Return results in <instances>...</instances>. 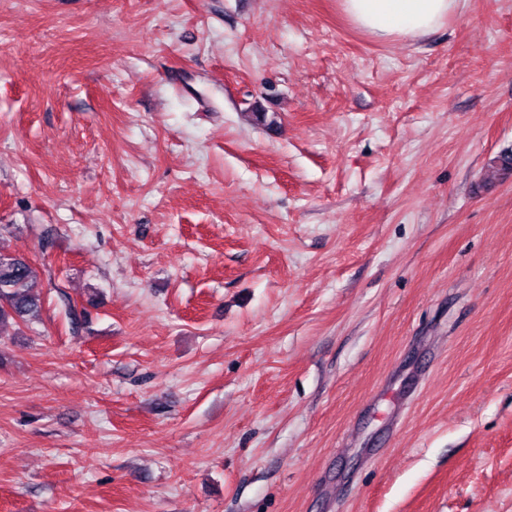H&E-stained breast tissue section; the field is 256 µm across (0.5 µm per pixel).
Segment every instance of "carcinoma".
Here are the masks:
<instances>
[{"label": "carcinoma", "mask_w": 512, "mask_h": 512, "mask_svg": "<svg viewBox=\"0 0 512 512\" xmlns=\"http://www.w3.org/2000/svg\"><path fill=\"white\" fill-rule=\"evenodd\" d=\"M35 273L25 260L0 251V333L39 319L41 298L32 291Z\"/></svg>", "instance_id": "carcinoma-1"}]
</instances>
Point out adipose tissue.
<instances>
[{
    "mask_svg": "<svg viewBox=\"0 0 512 512\" xmlns=\"http://www.w3.org/2000/svg\"><path fill=\"white\" fill-rule=\"evenodd\" d=\"M459 0H341L347 18L372 37L414 41L442 26Z\"/></svg>",
    "mask_w": 512,
    "mask_h": 512,
    "instance_id": "adipose-tissue-1",
    "label": "adipose tissue"
}]
</instances>
